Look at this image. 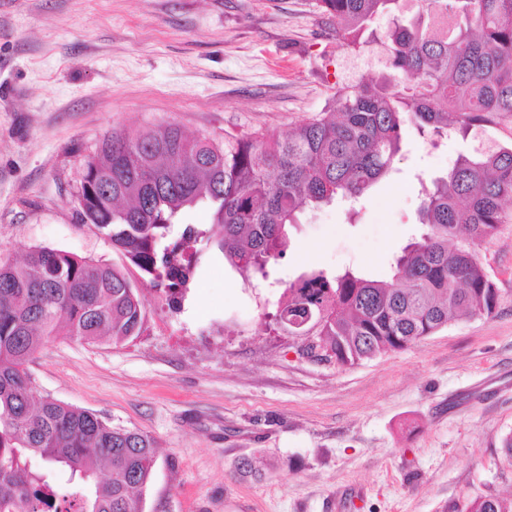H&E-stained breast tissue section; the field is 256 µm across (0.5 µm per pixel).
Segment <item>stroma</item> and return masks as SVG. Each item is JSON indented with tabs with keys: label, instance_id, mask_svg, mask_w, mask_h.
Masks as SVG:
<instances>
[{
	"label": "stroma",
	"instance_id": "1",
	"mask_svg": "<svg viewBox=\"0 0 512 512\" xmlns=\"http://www.w3.org/2000/svg\"><path fill=\"white\" fill-rule=\"evenodd\" d=\"M391 26L378 15L351 50L316 0H0V261L42 246L109 263L145 311L122 343L50 337L34 392L155 439L144 512H448L512 495V201L477 248L493 316L341 367L302 356L274 320L309 269L389 278L423 231L421 182L506 144L507 124L435 147L408 131L358 202L301 212L268 279L211 246L178 303L80 221L86 160L112 131L287 133L330 111L337 88L390 74Z\"/></svg>",
	"mask_w": 512,
	"mask_h": 512
}]
</instances>
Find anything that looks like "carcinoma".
Wrapping results in <instances>:
<instances>
[{"label":"carcinoma","mask_w":512,"mask_h":512,"mask_svg":"<svg viewBox=\"0 0 512 512\" xmlns=\"http://www.w3.org/2000/svg\"><path fill=\"white\" fill-rule=\"evenodd\" d=\"M394 3L317 7L333 20L336 40L355 49ZM388 39L396 76L337 89L334 111L285 135L218 141L172 124L134 137L112 132L86 161L81 220L174 297L188 290L202 242L265 277L285 257L298 214L362 197L392 171L407 129L435 145L450 125L465 135L512 118V0H423L414 21L394 19ZM423 192L426 231L395 257L390 279L312 269L288 283L277 318L311 314L317 347L345 366L404 350L455 320L493 315L498 290L474 245L504 223L512 144L461 157ZM198 204L212 209L211 226L188 224L169 241L179 214ZM143 320L136 289L107 263L50 248L0 263V512H143L154 440L50 396L34 400L28 371L51 336L120 343ZM34 456L47 470L32 467ZM55 471L81 490L61 493ZM456 512H512V499L488 493Z\"/></svg>","instance_id":"obj_1"}]
</instances>
